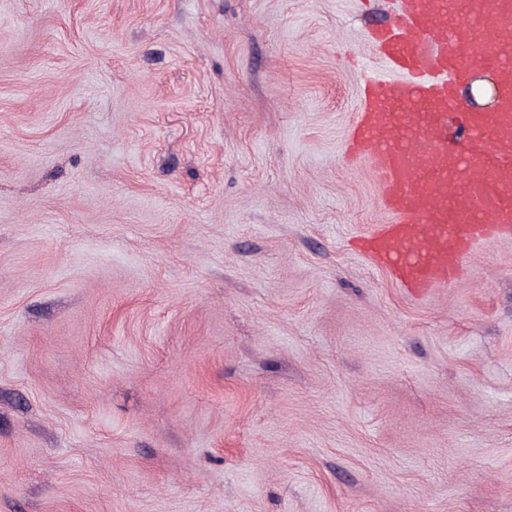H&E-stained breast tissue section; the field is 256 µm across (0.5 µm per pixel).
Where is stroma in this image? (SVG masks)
Instances as JSON below:
<instances>
[{
	"label": "stroma",
	"instance_id": "obj_1",
	"mask_svg": "<svg viewBox=\"0 0 512 512\" xmlns=\"http://www.w3.org/2000/svg\"><path fill=\"white\" fill-rule=\"evenodd\" d=\"M397 6L0 0V512H512V237L354 246Z\"/></svg>",
	"mask_w": 512,
	"mask_h": 512
}]
</instances>
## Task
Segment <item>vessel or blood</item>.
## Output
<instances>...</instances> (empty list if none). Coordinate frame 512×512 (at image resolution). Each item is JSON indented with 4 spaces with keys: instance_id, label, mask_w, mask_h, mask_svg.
<instances>
[{
    "instance_id": "b4317fda",
    "label": "vessel or blood",
    "mask_w": 512,
    "mask_h": 512,
    "mask_svg": "<svg viewBox=\"0 0 512 512\" xmlns=\"http://www.w3.org/2000/svg\"><path fill=\"white\" fill-rule=\"evenodd\" d=\"M369 39L389 73L364 84L349 154L373 162L393 221L361 248L420 292L455 280L477 244L512 234V0H399ZM477 67L497 79L490 112L458 92Z\"/></svg>"
}]
</instances>
